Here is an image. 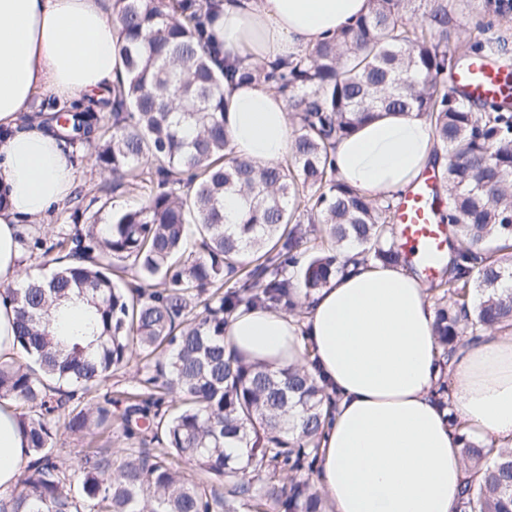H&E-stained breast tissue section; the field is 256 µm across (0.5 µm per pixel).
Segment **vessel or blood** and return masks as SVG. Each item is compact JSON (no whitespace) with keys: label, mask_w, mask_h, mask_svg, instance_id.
<instances>
[{"label":"vessel or blood","mask_w":512,"mask_h":512,"mask_svg":"<svg viewBox=\"0 0 512 512\" xmlns=\"http://www.w3.org/2000/svg\"><path fill=\"white\" fill-rule=\"evenodd\" d=\"M450 81L474 99H498L512 94V72L488 64H474L450 74ZM400 238L419 260L424 274H432L448 250V230L434 216L428 186L407 193L398 211Z\"/></svg>","instance_id":"obj_1"}]
</instances>
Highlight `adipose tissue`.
<instances>
[{
  "mask_svg": "<svg viewBox=\"0 0 512 512\" xmlns=\"http://www.w3.org/2000/svg\"><path fill=\"white\" fill-rule=\"evenodd\" d=\"M114 0H0V283L25 266L21 240L74 188V149L31 113L51 98L82 103L122 71ZM369 0H220L211 42L226 63L314 49L368 12ZM235 155L279 160L290 144L284 98L262 83L224 84ZM435 156L415 113L364 120L336 145V168L367 196L413 188ZM297 319L242 309L225 328L240 356L275 369L311 357L333 398L315 484L328 512H461L459 433L512 447V331L467 343L440 365L434 312L406 267H349ZM448 376V403L435 391ZM22 411L0 400V497L29 456Z\"/></svg>",
  "mask_w": 512,
  "mask_h": 512,
  "instance_id": "adipose-tissue-1",
  "label": "adipose tissue"
}]
</instances>
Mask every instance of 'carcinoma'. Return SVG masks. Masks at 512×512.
I'll list each match as a JSON object with an SVG mask.
<instances>
[{"label": "carcinoma", "instance_id": "obj_1", "mask_svg": "<svg viewBox=\"0 0 512 512\" xmlns=\"http://www.w3.org/2000/svg\"><path fill=\"white\" fill-rule=\"evenodd\" d=\"M214 2L116 0L124 73L112 92L83 107H35L70 145L96 144L112 190H138L143 202L107 224L75 204L73 229L34 238L33 248L64 254L50 276L0 285L28 358L0 362V399L26 407L30 450L0 512H237L241 499L257 512H325L298 475L316 468L331 396L304 364L245 362L226 348L224 326L243 305L302 318L298 296L345 271L347 243L365 264H411L394 236L393 199L365 196L336 171V144L378 111L425 118L444 159L439 213L452 257L429 280L440 359L465 336L512 329V288L502 287L512 281V102L448 85L458 64L504 44L450 51L460 23L448 0H371L368 15L311 51L227 71L205 51ZM226 77L283 96V159L230 152ZM183 184L193 192L181 195ZM227 193L243 201L234 224ZM75 298L89 306L86 329L56 333L52 311ZM133 359L142 376L112 398L106 383ZM120 403L136 445L116 463L98 441L112 437ZM63 434L84 441L76 473L56 448ZM229 438L244 450L227 451ZM460 442L463 512H512V448Z\"/></svg>", "mask_w": 512, "mask_h": 512}]
</instances>
